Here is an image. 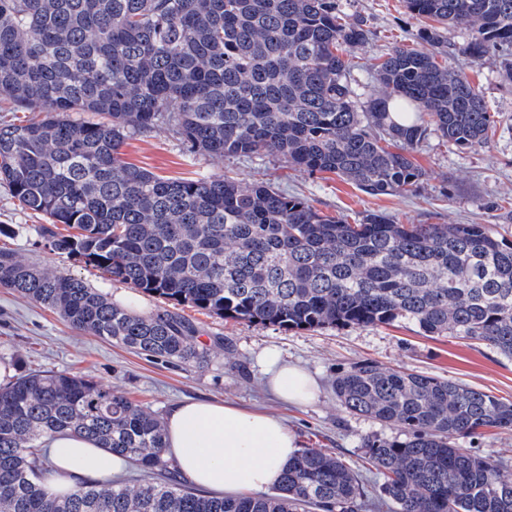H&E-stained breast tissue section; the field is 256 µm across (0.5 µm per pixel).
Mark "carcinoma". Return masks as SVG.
I'll return each instance as SVG.
<instances>
[{
  "label": "carcinoma",
  "mask_w": 512,
  "mask_h": 512,
  "mask_svg": "<svg viewBox=\"0 0 512 512\" xmlns=\"http://www.w3.org/2000/svg\"><path fill=\"white\" fill-rule=\"evenodd\" d=\"M418 19L469 31L476 60L512 49V0H406ZM396 46L369 66L370 29L336 0H0V105L42 113L0 122V184L47 223L48 250L174 305L283 328L400 320L512 358V242L482 224H345L270 183L170 180L124 162L133 133L171 126L193 152L276 156L371 194L411 191L432 134L482 147L494 124L482 92L441 66L447 45ZM399 100L358 107L357 68ZM82 115L70 118V113ZM78 233L64 235L58 225ZM0 286L47 305L72 328L137 353L201 364L210 349L170 310L139 315L65 271L38 270L0 248ZM351 413L395 424L366 455L394 512H512L502 463L455 445L512 430V402L425 374L356 362L336 377ZM71 434L137 462L159 482H80L52 495L46 441ZM160 415L66 370L0 385V512H364L357 475L301 448L271 493H201L164 456Z\"/></svg>",
  "instance_id": "carcinoma-1"
}]
</instances>
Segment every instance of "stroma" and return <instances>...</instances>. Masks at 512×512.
I'll use <instances>...</instances> for the list:
<instances>
[{
	"label": "stroma",
	"instance_id": "1",
	"mask_svg": "<svg viewBox=\"0 0 512 512\" xmlns=\"http://www.w3.org/2000/svg\"><path fill=\"white\" fill-rule=\"evenodd\" d=\"M345 19H367L372 35L360 57L379 56L395 45L429 50L422 23L404 0H336ZM449 65L478 84L496 128L488 144L474 150L455 147L430 136L414 159L426 172L412 193L371 196L331 173H311L273 157L208 156L189 151L169 127L131 135L121 148L123 161L169 178H200L232 172L242 184L268 181L307 199L322 213L355 222L376 213L397 224H482L512 242V81L503 76L512 66V49L476 61L459 54ZM40 216L25 210L0 186V224L18 229L0 246L14 249L24 262L55 271L66 269L85 278L105 297L124 291L125 283L101 275L73 260L50 253L37 242L30 225ZM178 311L200 330L210 360L184 366L149 358L128 348L71 328L54 310L0 287V363L13 376L39 370H67L99 386L122 393L167 414L186 399L227 401L257 408L280 418L303 444L341 459L360 477L369 499L380 496L381 480L369 469L364 442L399 437L398 427L348 412L332 384L350 364L373 361L455 381L512 401V359L475 340L425 336L405 322L368 327L339 326L317 330L282 329L225 319L182 305ZM308 370L318 382L316 398L295 406L267 388L261 356L265 350ZM458 447L500 461L512 478V431L461 437Z\"/></svg>",
	"mask_w": 512,
	"mask_h": 512
}]
</instances>
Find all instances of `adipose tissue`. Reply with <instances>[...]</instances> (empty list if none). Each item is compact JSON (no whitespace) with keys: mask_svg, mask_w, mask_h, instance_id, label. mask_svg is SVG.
I'll return each instance as SVG.
<instances>
[{"mask_svg":"<svg viewBox=\"0 0 512 512\" xmlns=\"http://www.w3.org/2000/svg\"><path fill=\"white\" fill-rule=\"evenodd\" d=\"M270 387L280 398L303 404L315 397L316 383L303 369L266 354ZM166 456L190 484L239 495L261 492L281 479L300 442L278 418L217 402L187 401L164 420ZM59 474L50 489L70 490L80 480H104L117 470L119 458L90 440L60 435L50 443Z\"/></svg>","mask_w":512,"mask_h":512,"instance_id":"ef3b65f1","label":"adipose tissue"}]
</instances>
